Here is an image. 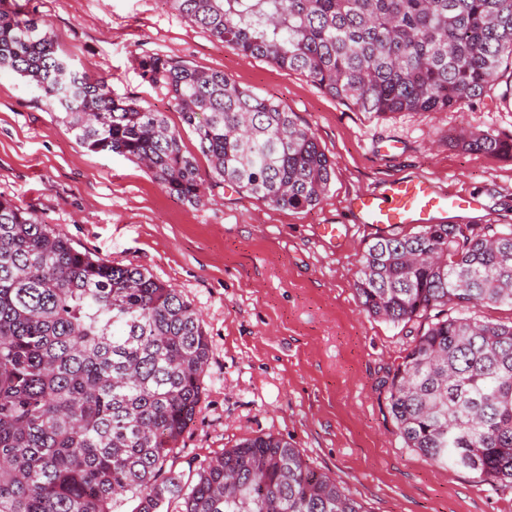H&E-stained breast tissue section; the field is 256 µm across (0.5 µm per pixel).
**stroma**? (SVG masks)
<instances>
[{
    "mask_svg": "<svg viewBox=\"0 0 512 512\" xmlns=\"http://www.w3.org/2000/svg\"><path fill=\"white\" fill-rule=\"evenodd\" d=\"M6 5L44 21L59 50L90 77L105 78L114 98L165 113L187 150L196 138L144 78L142 57L221 70L278 100L312 128L334 163L322 201L288 210L211 183L203 159L206 197L192 205L124 156L82 147L18 76L0 72V195L33 210L78 250L171 284L203 320L210 356L202 402L170 466L185 472L242 438L270 434L367 512H512L511 487L431 464L400 438L386 383L434 314L400 324L367 315L354 281L376 234L346 205L351 193L385 179L424 173L482 203L444 223L512 225V160L448 145L449 135L475 130L512 136V67L480 99L456 108L374 118L304 74L238 54L167 0ZM323 224L345 225L341 245L324 244Z\"/></svg>",
    "mask_w": 512,
    "mask_h": 512,
    "instance_id": "35a3bbf8",
    "label": "stroma"
}]
</instances>
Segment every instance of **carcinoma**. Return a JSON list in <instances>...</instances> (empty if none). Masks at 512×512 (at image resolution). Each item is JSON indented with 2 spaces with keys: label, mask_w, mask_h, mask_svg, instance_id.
I'll use <instances>...</instances> for the list:
<instances>
[{
  "label": "carcinoma",
  "mask_w": 512,
  "mask_h": 512,
  "mask_svg": "<svg viewBox=\"0 0 512 512\" xmlns=\"http://www.w3.org/2000/svg\"><path fill=\"white\" fill-rule=\"evenodd\" d=\"M230 49L300 72L375 117L443 112L481 96L512 62V0H171ZM194 132L211 179L279 209L317 205L334 163L311 128L221 70L141 61ZM38 92L87 150L144 165L196 205V155L165 113L112 96L76 69L47 26L0 2V69ZM512 159V137L450 138ZM356 292L399 324L450 304L512 306V227L428 224L376 238ZM209 340L172 285L76 249L0 195V512H365L272 435L245 438L186 480L167 463L199 411ZM407 447L437 466L512 486V324L438 317L388 386Z\"/></svg>",
  "instance_id": "1"
}]
</instances>
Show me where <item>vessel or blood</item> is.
<instances>
[{
    "instance_id": "obj_1",
    "label": "vessel or blood",
    "mask_w": 512,
    "mask_h": 512,
    "mask_svg": "<svg viewBox=\"0 0 512 512\" xmlns=\"http://www.w3.org/2000/svg\"><path fill=\"white\" fill-rule=\"evenodd\" d=\"M461 195L441 188L424 174L386 181L380 186L351 195L348 207L358 223L379 234H387L405 226L427 225L439 216L460 209Z\"/></svg>"
}]
</instances>
